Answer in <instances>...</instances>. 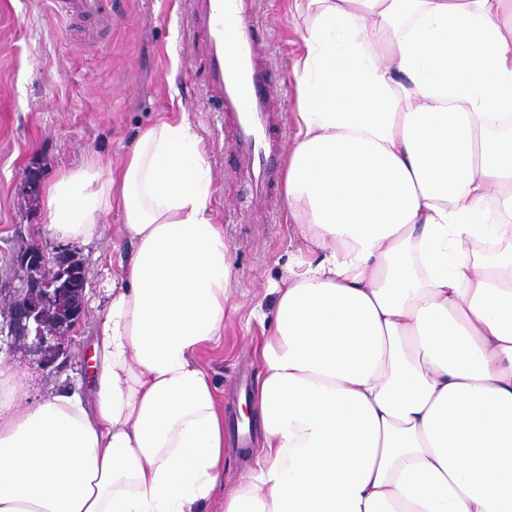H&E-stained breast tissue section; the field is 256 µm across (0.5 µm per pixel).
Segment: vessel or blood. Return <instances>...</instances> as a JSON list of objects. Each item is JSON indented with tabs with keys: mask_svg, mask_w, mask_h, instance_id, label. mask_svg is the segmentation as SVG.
I'll list each match as a JSON object with an SVG mask.
<instances>
[{
	"mask_svg": "<svg viewBox=\"0 0 512 512\" xmlns=\"http://www.w3.org/2000/svg\"><path fill=\"white\" fill-rule=\"evenodd\" d=\"M255 0H193L204 31L201 57L206 85L224 124L256 206L270 196L271 174L284 151L272 134L273 92L266 62L251 29Z\"/></svg>",
	"mask_w": 512,
	"mask_h": 512,
	"instance_id": "b4317fda",
	"label": "vessel or blood"
}]
</instances>
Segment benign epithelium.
<instances>
[{"mask_svg": "<svg viewBox=\"0 0 512 512\" xmlns=\"http://www.w3.org/2000/svg\"><path fill=\"white\" fill-rule=\"evenodd\" d=\"M76 257L67 249L47 255L37 246L19 251L6 281L0 287V333L6 334L10 345H19L29 359L49 366L70 351L72 335L76 332L85 311L86 275L67 278L66 270ZM69 279L65 295L66 307L59 319L48 322L37 301L54 294V288L63 279Z\"/></svg>", "mask_w": 512, "mask_h": 512, "instance_id": "benign-epithelium-1", "label": "benign epithelium"}]
</instances>
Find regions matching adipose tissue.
Masks as SVG:
<instances>
[{
    "mask_svg": "<svg viewBox=\"0 0 512 512\" xmlns=\"http://www.w3.org/2000/svg\"><path fill=\"white\" fill-rule=\"evenodd\" d=\"M294 8L312 21L285 202L319 256L255 348L254 471L225 490L199 355L233 256L197 136L162 120L120 170L48 190L51 236L90 242L117 205L128 250L87 390L26 399L0 361V512H512V130L491 126L512 113V0Z\"/></svg>",
    "mask_w": 512,
    "mask_h": 512,
    "instance_id": "obj_1",
    "label": "adipose tissue"
}]
</instances>
